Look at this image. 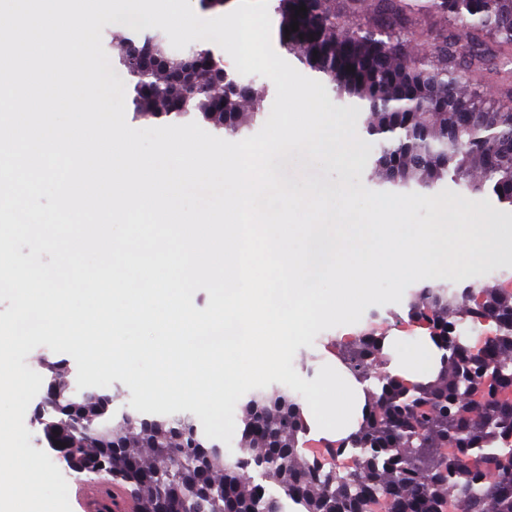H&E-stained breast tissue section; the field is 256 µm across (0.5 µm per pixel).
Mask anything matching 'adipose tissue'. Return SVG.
I'll list each match as a JSON object with an SVG mask.
<instances>
[{
    "mask_svg": "<svg viewBox=\"0 0 512 512\" xmlns=\"http://www.w3.org/2000/svg\"><path fill=\"white\" fill-rule=\"evenodd\" d=\"M364 398L355 378L337 371L328 388L306 403V419L315 439L340 441L357 426L356 409Z\"/></svg>",
    "mask_w": 512,
    "mask_h": 512,
    "instance_id": "1",
    "label": "adipose tissue"
}]
</instances>
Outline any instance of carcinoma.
Here are the masks:
<instances>
[{
    "label": "carcinoma",
    "mask_w": 512,
    "mask_h": 512,
    "mask_svg": "<svg viewBox=\"0 0 512 512\" xmlns=\"http://www.w3.org/2000/svg\"><path fill=\"white\" fill-rule=\"evenodd\" d=\"M278 0L279 41L337 98L366 114L374 174L393 189L465 185L512 207V0H429L444 16L429 54H410L411 0H376L368 23L344 27L360 0ZM298 30L287 32L293 23ZM118 63L128 49L152 46L162 64L131 75L134 117L178 122L196 117L236 136L263 112V95L195 56L188 83L161 40L144 30L113 35ZM503 90L486 98L470 77ZM412 317L427 326L440 352L426 382L407 383L380 369L383 335L372 327L339 343L366 400L351 447L357 463L309 458L298 397L286 388L258 390L242 411V438L232 461L212 451L188 412L123 411L112 396L61 380L63 362H48V392L38 415L45 439L88 470L103 465L132 487L137 512H280L269 484L301 512H512V289L428 285ZM254 470L260 482L245 478Z\"/></svg>",
    "instance_id": "cac0c4a2"
}]
</instances>
